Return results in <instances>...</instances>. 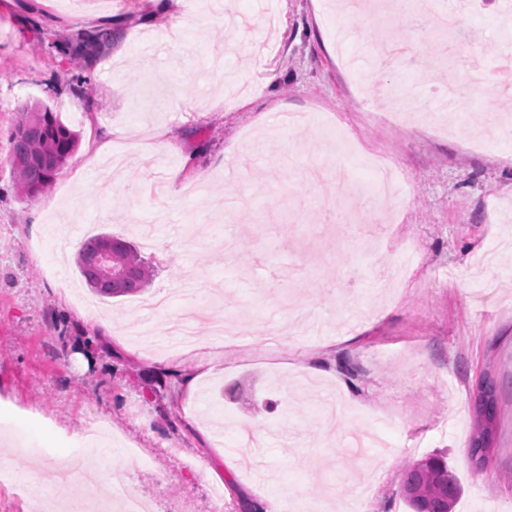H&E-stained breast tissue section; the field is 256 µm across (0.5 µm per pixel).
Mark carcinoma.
<instances>
[{
    "mask_svg": "<svg viewBox=\"0 0 512 512\" xmlns=\"http://www.w3.org/2000/svg\"><path fill=\"white\" fill-rule=\"evenodd\" d=\"M116 36L110 27L80 30L65 39L63 53L74 69L85 70ZM78 144V134L60 121L47 107L19 108L12 135L9 163L17 175V188L25 199L47 191ZM81 277L98 295L127 296L146 287L150 267L129 242L107 233L87 240L76 260ZM477 431L468 455L475 460L481 448H490L498 413L496 387L484 380L473 399ZM403 499L411 512H452L461 487L448 462L429 456L408 464L403 472Z\"/></svg>",
    "mask_w": 512,
    "mask_h": 512,
    "instance_id": "carcinoma-1",
    "label": "carcinoma"
}]
</instances>
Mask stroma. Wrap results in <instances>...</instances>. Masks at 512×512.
<instances>
[{
	"label": "stroma",
	"mask_w": 512,
	"mask_h": 512,
	"mask_svg": "<svg viewBox=\"0 0 512 512\" xmlns=\"http://www.w3.org/2000/svg\"><path fill=\"white\" fill-rule=\"evenodd\" d=\"M335 2L223 0L217 12L180 0L159 32L139 26L150 0L77 13L56 0H0V468L18 475L0 485V512H33L28 471L65 464L90 429L109 442L86 459L100 479L74 481L80 498L108 499L122 482L155 512L175 501L211 512L217 484L224 512H246L255 489L282 508L299 495L325 512H406L404 464L443 454L463 487L453 512H512V137L484 133L512 111L494 85L465 84L452 135L358 118L365 106L387 111L407 88L439 113L438 72L459 78L463 45L495 66L512 23L501 0H473L447 34L389 14L356 24L361 60L346 72ZM107 25L119 45L85 70L92 91L80 93L52 43ZM393 31L426 67L369 68L371 48ZM228 47L232 89L212 78ZM258 56L265 66L253 65ZM35 102L80 143L52 189L27 200L8 156L16 112ZM312 111L339 118L351 151L337 153L316 124L274 123ZM102 131L128 156L124 169L101 168ZM374 152L399 179L390 225L371 247L375 204L361 189ZM104 232L140 246L153 276L138 293L94 298L90 311L77 255L57 240ZM187 280L219 282L220 293L183 295ZM158 295L166 310L149 308ZM193 304L203 308L196 343L220 366L188 399L166 361L180 357L191 373L196 358L166 321ZM215 319L240 336L219 344ZM100 320L107 329L94 330ZM316 356L329 374L310 372ZM485 378L499 411L478 470L467 454L471 396ZM172 444L180 456L168 455ZM125 446L155 468L125 462Z\"/></svg>",
	"instance_id": "obj_1"
}]
</instances>
